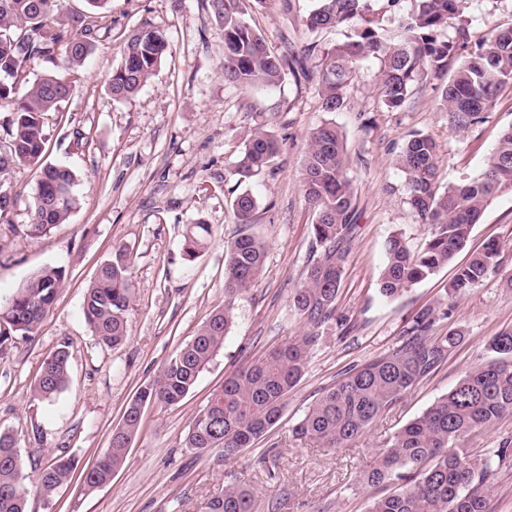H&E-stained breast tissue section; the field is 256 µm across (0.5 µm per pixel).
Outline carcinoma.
<instances>
[{
    "instance_id": "cac0c4a2",
    "label": "carcinoma",
    "mask_w": 512,
    "mask_h": 512,
    "mask_svg": "<svg viewBox=\"0 0 512 512\" xmlns=\"http://www.w3.org/2000/svg\"><path fill=\"white\" fill-rule=\"evenodd\" d=\"M65 0H0V106L14 119L9 139L0 145V178L14 169L41 162L45 150L44 115L59 111L70 93L71 73L82 67L93 49L95 31L107 18L109 0H88L91 16H71ZM224 31V80L239 87L273 88L285 71L301 60L268 51L262 35L245 18L243 0H208ZM304 18L309 32L345 26L347 40L321 51L319 81L321 107L340 111L349 90L358 81V62H378L377 79L384 103L404 104L415 82L430 79L442 86L441 106L450 129L465 133L481 113L492 108L500 93L512 89V27L496 28L476 37L462 18L459 0H411L399 12L398 25L389 30L370 18L371 0H315ZM65 46V68L34 81L23 62L51 56ZM169 52L165 36L144 26L123 48L122 65L108 89L116 99L135 95ZM278 152L277 139L256 129L246 138L234 174L250 178ZM438 145L425 134L406 142L397 158L404 175V194L430 236L419 252L395 234L386 244L380 292L394 298L438 270L456 267L446 294L454 300L465 295L498 267L501 246L494 240L456 264L489 201L512 191V125L504 128L481 172L444 190L437 187ZM346 141L336 123L327 120L309 136L303 173V191L313 207L312 234L320 247L298 288L292 305L308 327L299 339L278 348L260 361L243 365L224 379L207 406L193 419L184 438L187 448L216 451L231 459L273 428L281 418L284 399L297 385L322 327L336 320V297L344 263L353 241L354 191L348 175ZM76 176L65 165L45 164L40 169L31 212L30 232L41 236L56 224L66 223L78 207ZM237 223H253L257 199L244 191L232 201ZM210 236L209 226L196 224L185 240L188 256H195ZM265 247L255 235L242 232L225 250L224 307L213 311L194 338L164 364L160 373L142 387L128 405L122 422L112 430L108 450L96 464L82 471V487L93 492L112 480L125 462L141 426V409L149 403L175 404L194 386L199 374L224 346L233 323V302L260 278ZM64 280V271L46 268L12 298L9 312L0 309V348L12 336H31L52 309ZM131 285L124 249H115L87 287L82 312L100 344L114 347L127 338L125 312ZM435 308L419 310L403 330L404 340L391 352L345 371L292 428L293 436L321 448H343L364 434L378 415L409 393L448 358L460 341L450 332L440 338L429 333ZM492 357L469 370L457 386L438 398L424 413L398 430L360 471L367 485L392 483L396 490L374 500L368 512H487V493L494 476L512 461V442L488 448L473 457L469 439L512 417V329L491 339ZM69 352L59 348L45 362L34 383L36 400H48L65 386ZM77 462L59 458L24 471L14 437L0 432V512H26L27 484L49 498L67 483ZM254 493L245 485L224 489L213 499L210 512H257Z\"/></svg>"
}]
</instances>
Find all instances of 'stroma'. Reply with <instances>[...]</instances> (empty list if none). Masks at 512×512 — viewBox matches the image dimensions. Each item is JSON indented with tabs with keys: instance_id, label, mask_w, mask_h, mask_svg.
<instances>
[{
	"instance_id": "stroma-1",
	"label": "stroma",
	"mask_w": 512,
	"mask_h": 512,
	"mask_svg": "<svg viewBox=\"0 0 512 512\" xmlns=\"http://www.w3.org/2000/svg\"><path fill=\"white\" fill-rule=\"evenodd\" d=\"M313 5L246 0L247 19L269 49L303 56L310 72L306 78L285 74L278 86L263 90L225 84L224 32L207 0H111L110 23L97 31L69 97L44 117L43 161L76 174L77 209L67 223L33 236L29 215L38 167L0 179L13 198L0 217V305L44 268L65 272L36 334L14 336L0 352V432L16 437L27 467L57 456L93 465L139 388L223 307L225 247L240 232L231 202L242 191L258 201L251 231L266 247L261 277L233 303L234 324L223 348L179 403L144 407L140 431L111 483L86 495L76 477L48 500L29 492L27 512H210V501L236 483L252 486L258 502L275 504L276 512H367L393 487L361 484L363 460L488 360L489 339L512 328V290L497 274L453 302L445 293L454 274L450 267L397 299L379 291L387 240L402 235L416 252L429 236L401 190L404 176L396 158L402 145L416 133L434 138L440 187L475 176L500 131L512 124V91L458 136L439 109L440 93L432 83H415L401 107H387L375 79L377 62L370 58L360 63L361 78L347 107L323 112L319 60L304 49L313 42L335 45L344 31L306 32L302 19ZM461 11L480 34L512 27V0H461ZM144 25L165 35L170 52L132 98L114 99L108 82L122 64L123 43ZM328 119L345 135L355 187L357 230L336 301L343 322L323 329L280 420L252 448L223 460L185 447L194 417L226 377L307 331L291 305L318 256L303 167L310 132ZM260 127L274 134L279 151L256 176L238 181L233 170L244 141ZM200 222L211 234L191 258L185 237ZM490 239L501 243L502 267L512 271V192L489 203L469 246L477 249ZM119 245L132 285L128 335L108 348L86 324L82 304L97 270ZM427 306L438 311L433 335H461L444 365L347 447L330 451L296 440L291 429L310 404L346 369L399 346L406 322ZM63 346L70 353L66 386L51 400L33 399L45 361Z\"/></svg>"
}]
</instances>
